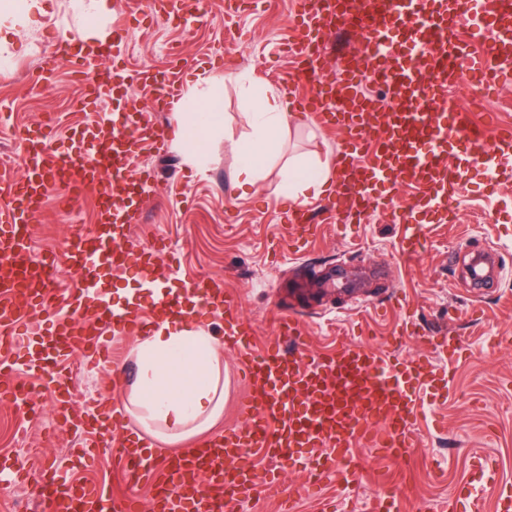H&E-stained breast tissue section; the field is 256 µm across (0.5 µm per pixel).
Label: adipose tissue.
<instances>
[{
    "label": "adipose tissue",
    "mask_w": 512,
    "mask_h": 512,
    "mask_svg": "<svg viewBox=\"0 0 512 512\" xmlns=\"http://www.w3.org/2000/svg\"><path fill=\"white\" fill-rule=\"evenodd\" d=\"M47 12V0H0V43ZM222 84L239 90L249 111L252 132L233 144L238 159L236 185L246 191L263 177L268 151L293 117L291 104L286 96L256 92L234 72L190 82L185 103L172 111V122L182 132L181 145L191 159L202 155L205 135L220 124L223 101L217 88ZM334 180L330 163L309 168L295 162L285 172V193L302 204L308 197L327 195ZM220 345L219 338L180 319L154 326L141 338L134 349L137 376L125 409L148 437L183 439L215 423L224 409Z\"/></svg>",
    "instance_id": "adipose-tissue-1"
}]
</instances>
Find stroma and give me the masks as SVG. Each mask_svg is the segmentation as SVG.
I'll list each match as a JSON object with an SVG mask.
<instances>
[{
	"label": "stroma",
	"instance_id": "obj_1",
	"mask_svg": "<svg viewBox=\"0 0 512 512\" xmlns=\"http://www.w3.org/2000/svg\"><path fill=\"white\" fill-rule=\"evenodd\" d=\"M52 11L32 29L12 36L7 53L12 67L0 73V175L20 172L21 136L35 121L55 118L58 136L93 120L83 111L78 79L68 67L43 69L55 44L87 31V19L74 0H52ZM133 0H112V11L96 26L115 37L119 23L129 32L123 42L125 66L132 71L177 73L181 81L196 75L231 70L246 75L259 89H269L300 101L314 90L310 84H289L290 59L277 56L278 43L292 33V0H210L202 22L175 26L145 17L130 18ZM177 47L185 64L167 54ZM221 124L210 134L205 153L190 162L185 151L166 142L162 154L147 158L155 174L148 187L130 242L144 247L165 238L186 278L210 277L234 295L243 318L256 330L255 342L272 340L278 309L300 313L304 351L317 354L333 348L338 337L375 348L396 342L398 355L427 359L444 384L418 416V445L404 461L378 457L364 446L353 450L362 464L358 482L347 485L329 474L310 486L303 471H284L281 487L258 483L241 512H320L337 503L340 512H365L370 499L398 485L400 512L421 503L440 512L450 506L470 512L459 491L475 478L478 459L489 460L498 487L512 488V188L490 196L480 173L470 179L453 202L454 219L427 227L425 252L409 259L400 251L401 228L389 214L357 221L330 219L320 224L315 240H301L284 223L288 206L283 197L282 171L288 161L316 166L336 163L342 136L314 124L309 114L292 120L279 135L278 148L264 177L241 194L235 185V141L251 132L246 106L235 88L222 91ZM95 222L92 196L73 210L59 211L48 200L33 236L35 253L63 251L70 227ZM493 250L499 266L496 288H470L459 255ZM451 336L462 347L451 359L429 344L432 336ZM100 341L111 346L112 360L125 368L119 387H112L97 354L75 355L67 367L73 374L72 401L83 408L94 399L123 406L136 374L134 336L104 332ZM224 413L211 435L238 425L243 396L241 371L233 355L221 351ZM38 414L0 404V458L16 462L22 476L0 479V512H45L40 495L42 477L55 473L71 454L76 439L51 420L53 386L36 384ZM113 447L96 449L74 479L82 484H106L140 500L149 486L132 484L112 466Z\"/></svg>",
	"mask_w": 512,
	"mask_h": 512
}]
</instances>
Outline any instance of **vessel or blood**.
Here are the masks:
<instances>
[{
  "label": "vessel or blood",
  "instance_id": "1",
  "mask_svg": "<svg viewBox=\"0 0 512 512\" xmlns=\"http://www.w3.org/2000/svg\"><path fill=\"white\" fill-rule=\"evenodd\" d=\"M297 5L290 80L315 85L302 101L304 110L315 123L343 136L337 198L328 211L342 202L348 215L360 219L391 211L393 222L406 227L400 249L413 255L424 249L425 233L423 225L410 223L412 211L447 218L468 172L483 166L490 190L512 182V127H501L487 139L442 95L467 70L487 89L512 79V0H297ZM141 7L179 25L206 14L205 0H143ZM337 26L352 30L360 45L332 86L325 81L329 62L322 42ZM462 28L486 38L482 59L469 58L458 37ZM62 61L79 74L87 104L149 85L155 91L153 110L89 123L72 131L62 146L56 143L53 121L25 129L23 171L0 179V351L11 356L0 362V396L15 400L25 391L16 378L22 370L54 383L60 426L91 429L98 419L111 418L113 431L122 434L115 464L131 480L149 485L151 512H236L258 480L276 483L282 468L314 474L334 467L345 482H355L361 467L352 449L358 444L405 458L416 445L414 425L434 381L430 364L351 339L337 342L329 353L302 358L284 348L303 335L290 315L279 317L275 339L258 349L255 330L240 319L236 300L212 281L197 278L179 290L160 291L161 282L179 277L180 269L164 262V239L136 250L128 246L138 204L152 180L149 167L130 171L129 160L162 153L165 133L152 114L178 101L183 85L168 75L128 70L108 44L57 45L44 66L52 70ZM368 70L385 86L387 107L362 91ZM405 182L416 184L419 193L400 212L382 188ZM56 190L68 203L87 193L97 201L93 228L75 229L64 252L82 286L63 304L52 287L57 259L33 257L30 232ZM112 268L135 271L152 287L148 314L105 305L101 272ZM213 311L223 312L224 347L242 364L246 393L238 426L177 449L151 468L135 434L123 433L120 410L71 405L70 374L62 364L76 353L98 349L102 326L133 336L167 318L193 319ZM30 314L46 322L43 334L32 341L20 331L22 317ZM257 453L277 462L262 477L251 460ZM41 495L48 512H141L144 507L110 486L70 484L58 475L43 483Z\"/></svg>",
  "mask_w": 512,
  "mask_h": 512
}]
</instances>
